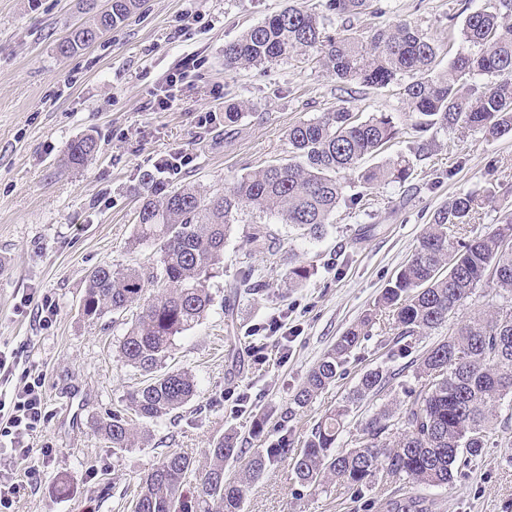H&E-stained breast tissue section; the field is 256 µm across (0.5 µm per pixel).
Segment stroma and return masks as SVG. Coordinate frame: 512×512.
Instances as JSON below:
<instances>
[{
    "mask_svg": "<svg viewBox=\"0 0 512 512\" xmlns=\"http://www.w3.org/2000/svg\"><path fill=\"white\" fill-rule=\"evenodd\" d=\"M486 0H379L352 23L362 33L403 19L435 38L440 63L461 48L464 9ZM288 0H146L140 12L91 47L60 56L54 45L85 21L80 0H0V349L45 374L48 418L33 440L51 449L41 484L21 491L13 512H127L124 492L169 451L203 460L213 440L235 435L238 447L257 442L256 416L281 414L309 369L351 324L373 308L381 290L414 253L436 208L449 196L494 186L492 206L475 216L485 232L512 213V135L495 140L474 132L432 131L433 150L408 183L371 189L367 205L351 207L358 184H347L333 224L322 238L300 239L274 225V251L248 254V225L237 224L224 245V266L209 281L214 302L203 322L179 335L166 361L195 377L198 397L151 426L144 445L112 455L94 427L118 408L140 373L118 353L120 329L81 316L88 274L148 264L150 248L131 249L144 172L171 153L181 167L160 172L171 186L214 189L275 162L291 159V125L345 105L368 116L391 113L407 123L400 85L344 84L313 58L295 57L263 69L228 71L224 45ZM195 67L174 87L176 104L153 111L166 76L184 61ZM250 108L232 134L224 109ZM90 134L99 151L87 167L64 161L68 144ZM268 284L267 295L233 298L227 288L243 256ZM313 264L305 286L289 287V256ZM52 298L51 326L39 320ZM279 316L287 338L266 336L257 362L248 333ZM391 316L379 315L347 366L345 379L322 392L295 421L297 438L336 406L369 369H395L385 341ZM290 462L270 467L243 512H398L411 496L426 512H512V447L489 446L465 476L442 487L404 485L351 497L345 488L300 495Z\"/></svg>",
    "mask_w": 512,
    "mask_h": 512,
    "instance_id": "obj_1",
    "label": "stroma"
}]
</instances>
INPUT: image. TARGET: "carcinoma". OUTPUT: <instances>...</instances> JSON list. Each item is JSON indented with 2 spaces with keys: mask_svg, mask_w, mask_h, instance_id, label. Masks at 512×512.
Here are the masks:
<instances>
[{
  "mask_svg": "<svg viewBox=\"0 0 512 512\" xmlns=\"http://www.w3.org/2000/svg\"><path fill=\"white\" fill-rule=\"evenodd\" d=\"M373 2L325 0L320 10L304 2L292 4L224 44V69L265 68L295 55H315L342 83L385 88L406 80L403 95L419 135L433 128L480 131L489 139L512 133V0H489L486 8L466 14L459 29L462 48L444 73L436 71V41L409 22H394L367 36L354 31L350 18ZM143 3L107 0L91 22L74 27L57 43L56 52L69 55L90 47ZM333 15L340 21L334 31ZM484 76L492 81L477 83ZM401 134L389 113L362 118L342 105L288 129L293 161L269 164L220 189L190 183L171 188L143 174L131 246L153 247V260L146 267L94 268L86 279L81 312L91 323L110 315L117 324L132 305H140L119 339L122 362L145 376L143 386L123 398L136 418L158 421L197 396L194 376L166 369V360L176 337L196 326L212 303L208 280L224 262L231 226L248 224L250 230L245 260L229 288L261 295L267 284L250 259L276 246L270 225L286 224L305 238H321L343 197L342 173L356 175L365 187L407 183L414 159L430 154L432 142L415 140L407 153L366 164ZM97 152L96 138L85 135L68 144L65 162L80 169ZM493 200L489 190L462 192L437 208L377 308L393 311L395 333L389 343L404 355L420 337L447 327L477 290H495L502 303L490 314L448 327V338L412 362L416 385L349 433L351 447H336L344 420L361 401L387 390L396 373L365 371L347 396L312 425L299 448L293 447L285 423L295 421L347 373L353 352L370 336L372 312L348 327L310 368L279 421L270 423L265 413L256 418L252 435L263 444L238 448L227 434L208 449L202 465L184 452L169 451L139 477L128 508L242 512L260 476L288 459L296 482L315 491L332 483L349 490L442 486L478 464L489 434L499 432V444L511 446L512 418L501 416L500 410L504 401L512 403V214L488 232L455 241L448 237L449 227L470 224ZM312 275L313 266L296 263L288 268V283L298 287ZM147 283L157 286L149 296ZM96 430L111 441L115 455L139 445L137 431L119 410L97 420ZM229 461L240 463L231 476L224 470Z\"/></svg>",
  "mask_w": 512,
  "mask_h": 512,
  "instance_id": "obj_1",
  "label": "carcinoma"
}]
</instances>
